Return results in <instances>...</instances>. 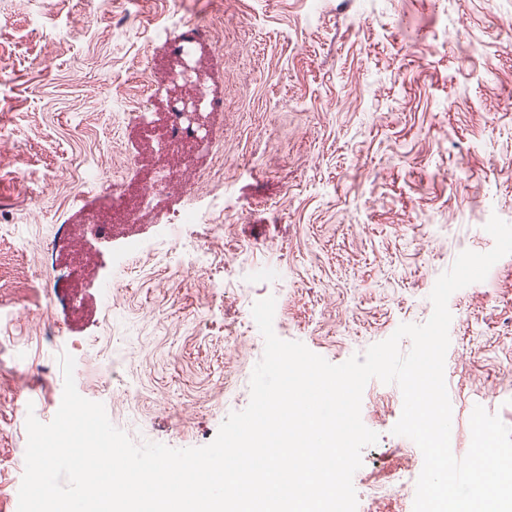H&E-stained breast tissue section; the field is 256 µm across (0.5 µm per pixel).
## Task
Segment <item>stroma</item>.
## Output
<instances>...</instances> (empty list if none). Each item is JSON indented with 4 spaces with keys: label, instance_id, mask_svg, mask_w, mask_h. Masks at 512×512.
Listing matches in <instances>:
<instances>
[{
    "label": "stroma",
    "instance_id": "obj_1",
    "mask_svg": "<svg viewBox=\"0 0 512 512\" xmlns=\"http://www.w3.org/2000/svg\"><path fill=\"white\" fill-rule=\"evenodd\" d=\"M188 20L224 31L198 45L196 87L171 80L164 43ZM199 91L219 103L202 143L161 151L169 101ZM168 170L180 183L160 185ZM191 208L223 242L181 223ZM494 215L512 224V0H0V279L47 283L0 290V512L18 508L22 407L54 418L62 354L133 442L201 447L250 402L255 302L275 297L279 338L344 363L425 323L456 257L493 248ZM448 308L460 458L475 406L512 427V255ZM402 407L366 384L379 439L357 512L415 497Z\"/></svg>",
    "mask_w": 512,
    "mask_h": 512
}]
</instances>
